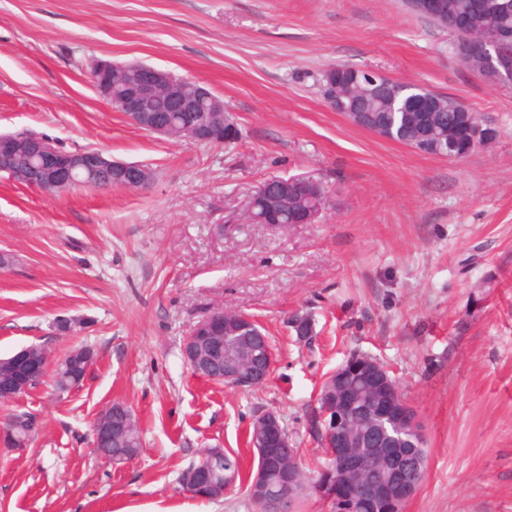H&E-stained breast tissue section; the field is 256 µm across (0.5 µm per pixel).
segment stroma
I'll return each instance as SVG.
<instances>
[{
	"label": "stroma",
	"instance_id": "obj_1",
	"mask_svg": "<svg viewBox=\"0 0 512 512\" xmlns=\"http://www.w3.org/2000/svg\"><path fill=\"white\" fill-rule=\"evenodd\" d=\"M446 30L404 0H0V133L148 165L145 190L49 193L0 175V357L96 353L79 389L0 402L27 412L29 447H0V512H258L244 488L180 490L212 448L256 465L246 430L279 414L310 471L324 377L351 352L396 379L424 426L426 478L404 512H512V83L461 68ZM141 61L207 86L240 129L229 146L148 133L114 111L94 60ZM332 63L375 69L465 104L500 131L462 160L351 125L321 98ZM308 173L327 189L315 224H245L255 188ZM219 306L274 345L261 386L195 376L182 343ZM313 323L298 341L293 316ZM81 320L59 336V317ZM143 447L123 466L93 424L113 403Z\"/></svg>",
	"mask_w": 512,
	"mask_h": 512
}]
</instances>
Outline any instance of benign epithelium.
<instances>
[{
	"label": "benign epithelium",
	"instance_id": "benign-epithelium-1",
	"mask_svg": "<svg viewBox=\"0 0 512 512\" xmlns=\"http://www.w3.org/2000/svg\"><path fill=\"white\" fill-rule=\"evenodd\" d=\"M456 27L465 30L474 41L480 43V61L476 70L484 82L497 85L512 80V67L503 64L490 37L474 30L470 19L458 22ZM99 78L103 79V93L114 81L126 82L128 91L121 101V109L131 122H140L148 131L198 144L214 138L212 128L197 125L191 117V113L198 111L200 103L215 100L207 87L201 85L190 91L185 79L142 62L117 64L103 61L94 76L96 80ZM357 82L358 78L355 77L344 90L334 89L322 95L327 107L342 113L355 127L382 140H395L393 127L382 122L373 123L366 111L342 103V99L352 98L355 93L353 84ZM157 94L168 97L172 111L177 116L139 121L140 100ZM497 138L498 133L494 128L477 126L471 139L470 152L488 147ZM27 144L32 159L26 168L10 170L0 166L1 173L9 174L18 183L35 187L47 180L62 189L76 184L77 173L83 172L97 184L109 180L114 185L118 183L131 188L148 184L146 166L114 160L96 149L83 150L67 157L53 141L36 134L30 136ZM290 186L303 187L316 193L320 182L306 174L275 177L261 186V193L282 198L288 195ZM219 310L227 315L226 321L229 322V334L224 337L228 350L224 356L221 380L226 387L254 388L270 375L274 352L254 319L238 309L233 310L231 315L224 306ZM211 325L210 316L200 320L190 329L182 346L184 362L198 376L203 374L197 369L201 359L198 342L209 336ZM11 360L16 369L23 370L25 377L32 379L50 363V354L44 353L43 361L35 363L27 357V349L22 348L11 355ZM375 380L382 387L391 385L388 370L376 359L363 353L349 357L326 378L329 392L326 409L316 412L311 420L313 432L321 435V447L327 449L326 459L340 475L355 477L354 484L338 483L329 490L320 480L313 479L309 474L303 476L292 466H276L275 449L292 445V439L280 416L268 411L256 417L252 423L253 440L250 447L254 448V458L257 460L249 487L252 501L265 510L294 495L314 492L330 512H334L339 504L352 503L357 498L371 506L384 504V512H404L405 505L417 488L404 480L403 471L413 457L426 463L423 425L408 402L375 394L372 390ZM359 411L368 414L377 429L370 430L358 422ZM111 433L112 425L105 415H100L93 430L94 447H100V442ZM371 454L382 457L384 466L390 470L391 480L388 484L379 485L364 478L367 458ZM237 479L238 472L230 466L224 468V481L220 485L208 477H200V471L196 469L185 474V484L203 493L215 490L226 493L235 487Z\"/></svg>",
	"mask_w": 512,
	"mask_h": 512
}]
</instances>
